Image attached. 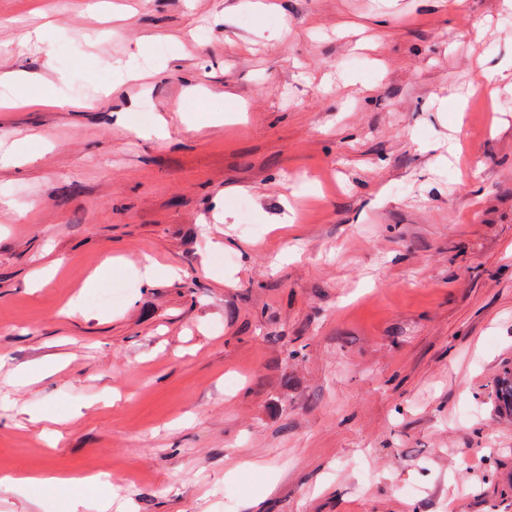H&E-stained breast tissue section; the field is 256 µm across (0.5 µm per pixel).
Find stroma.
<instances>
[{
	"mask_svg": "<svg viewBox=\"0 0 512 512\" xmlns=\"http://www.w3.org/2000/svg\"><path fill=\"white\" fill-rule=\"evenodd\" d=\"M86 2L0 0V475L99 481L0 512H512V8Z\"/></svg>",
	"mask_w": 512,
	"mask_h": 512,
	"instance_id": "35a3bbf8",
	"label": "stroma"
}]
</instances>
